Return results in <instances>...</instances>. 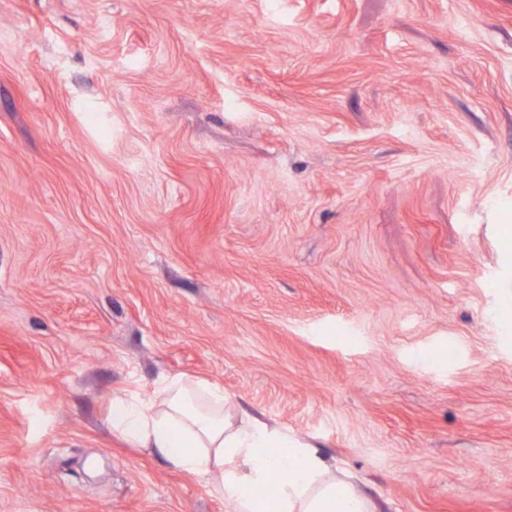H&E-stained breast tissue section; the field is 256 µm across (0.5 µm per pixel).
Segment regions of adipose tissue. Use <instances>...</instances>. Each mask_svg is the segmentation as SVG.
I'll use <instances>...</instances> for the list:
<instances>
[{
    "instance_id": "1",
    "label": "adipose tissue",
    "mask_w": 512,
    "mask_h": 512,
    "mask_svg": "<svg viewBox=\"0 0 512 512\" xmlns=\"http://www.w3.org/2000/svg\"><path fill=\"white\" fill-rule=\"evenodd\" d=\"M109 426L171 469L205 479L231 512H376L314 446L237 413L223 387L203 378L166 377L147 400L114 396ZM270 485L274 494L260 496Z\"/></svg>"
}]
</instances>
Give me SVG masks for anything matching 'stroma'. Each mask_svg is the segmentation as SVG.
Wrapping results in <instances>:
<instances>
[{"instance_id": "obj_1", "label": "stroma", "mask_w": 512, "mask_h": 512, "mask_svg": "<svg viewBox=\"0 0 512 512\" xmlns=\"http://www.w3.org/2000/svg\"><path fill=\"white\" fill-rule=\"evenodd\" d=\"M512 0H0V512H226L112 435L167 375L377 512H512Z\"/></svg>"}]
</instances>
